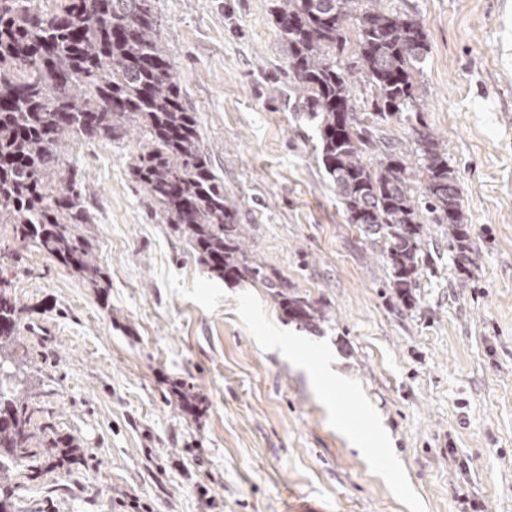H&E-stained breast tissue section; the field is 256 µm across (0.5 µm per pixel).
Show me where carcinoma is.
Masks as SVG:
<instances>
[{
	"instance_id": "carcinoma-1",
	"label": "carcinoma",
	"mask_w": 512,
	"mask_h": 512,
	"mask_svg": "<svg viewBox=\"0 0 512 512\" xmlns=\"http://www.w3.org/2000/svg\"><path fill=\"white\" fill-rule=\"evenodd\" d=\"M383 0H272L288 45V65L305 111L317 123L321 158L352 224L381 250L392 287L413 296L428 213L448 225V241L466 258L468 229L448 151L416 130L411 155L387 149L363 163L352 88L375 92L380 119L414 111L428 54L419 21L382 8ZM150 0H0V224L14 241L39 247L92 288L106 279L81 226L91 223L82 175L67 157L82 140L110 139L131 127L139 152L133 172L155 215L171 225L216 278L255 280L270 289L289 321L314 330L327 311L272 278L246 243L224 180L204 154L195 113L161 36ZM356 29L355 60L337 62ZM16 301L0 268V360L19 345ZM26 393L0 375V512L14 495L13 473L33 469L36 434Z\"/></svg>"
}]
</instances>
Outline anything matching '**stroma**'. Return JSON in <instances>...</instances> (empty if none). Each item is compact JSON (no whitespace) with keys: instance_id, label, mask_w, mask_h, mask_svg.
I'll return each instance as SVG.
<instances>
[{"instance_id":"stroma-1","label":"stroma","mask_w":512,"mask_h":512,"mask_svg":"<svg viewBox=\"0 0 512 512\" xmlns=\"http://www.w3.org/2000/svg\"><path fill=\"white\" fill-rule=\"evenodd\" d=\"M383 5L429 52L415 116L380 121L364 161L418 127L441 140L467 260L428 222L415 297L398 298L336 199L271 0H154L250 249L329 319L305 330L261 283L212 277L146 205L135 133L80 142L104 287L0 224L31 428L53 424L13 512H512V0ZM300 356L359 395L329 406ZM368 415L391 437L373 465L345 433ZM52 439L74 442L67 460Z\"/></svg>"}]
</instances>
